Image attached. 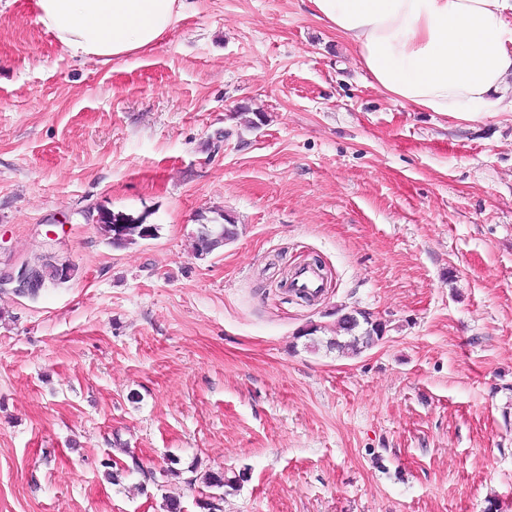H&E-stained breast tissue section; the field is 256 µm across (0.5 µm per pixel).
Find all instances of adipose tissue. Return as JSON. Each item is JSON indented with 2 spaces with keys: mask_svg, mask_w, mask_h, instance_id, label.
Here are the masks:
<instances>
[{
  "mask_svg": "<svg viewBox=\"0 0 512 512\" xmlns=\"http://www.w3.org/2000/svg\"><path fill=\"white\" fill-rule=\"evenodd\" d=\"M370 86L425 112L512 109V0H311ZM186 0H35L73 57L116 63L152 48Z\"/></svg>",
  "mask_w": 512,
  "mask_h": 512,
  "instance_id": "1",
  "label": "adipose tissue"
}]
</instances>
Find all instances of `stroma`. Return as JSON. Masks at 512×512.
<instances>
[{"label": "stroma", "instance_id": "stroma-1", "mask_svg": "<svg viewBox=\"0 0 512 512\" xmlns=\"http://www.w3.org/2000/svg\"><path fill=\"white\" fill-rule=\"evenodd\" d=\"M99 208L158 232L112 246ZM48 260L72 280L0 292V512H200L208 470L222 512H512V112L379 93L310 0H191L120 66L0 0V267ZM352 307L385 325L356 356ZM132 456L178 463L105 478ZM338 328L343 334H336L334 338L326 341V346L336 349L339 353L360 354L383 337L384 324L373 319L371 314L363 312L357 317L342 315L337 320Z\"/></svg>", "mask_w": 512, "mask_h": 512}]
</instances>
